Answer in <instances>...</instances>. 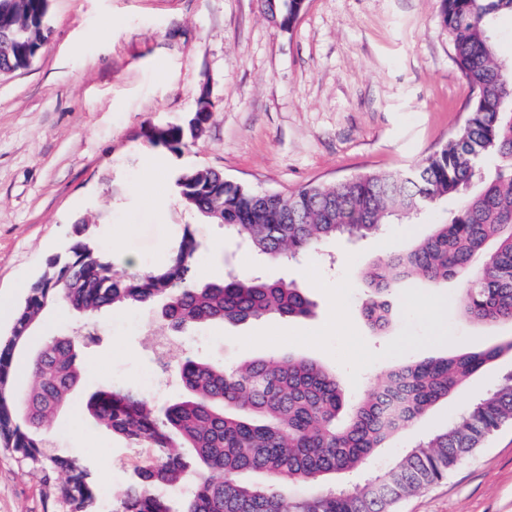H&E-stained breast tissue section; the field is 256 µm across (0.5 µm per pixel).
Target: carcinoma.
I'll list each match as a JSON object with an SVG mask.
<instances>
[{"mask_svg": "<svg viewBox=\"0 0 512 512\" xmlns=\"http://www.w3.org/2000/svg\"><path fill=\"white\" fill-rule=\"evenodd\" d=\"M46 7L47 0H0V34L8 37L0 43V70L28 66V55L48 37ZM264 8L290 26L298 16L296 0H264ZM504 11L512 13V0H442V20L473 103L446 146L414 170L265 195L225 181L219 171L195 168L176 179L178 195L206 223L224 226L259 256L281 262L338 236L376 235L391 219L409 220L419 208L456 198L448 222L435 225L415 247L368 267L364 317L372 331L386 330L396 314L391 291L419 274L434 285L458 281L456 309L465 319L512 325V60L498 56L490 35ZM202 133L190 121L152 128L147 137L179 155ZM489 156L499 160L492 171L485 167ZM216 194L224 197L220 216L211 214ZM203 250L186 228L165 263L116 272L100 247L77 239L31 285L10 335L0 339V447L80 512H99L100 486L81 458L49 451L50 432L72 401L83 348L95 337L62 335L46 342L32 356V386L23 395L15 391L16 353L55 302L80 315L156 309L166 330L311 313L307 295L285 280L229 272L198 283L195 264ZM506 352L512 353V341L401 364L352 404L336 375L311 360L256 359L227 369L187 357L176 370L185 398L157 407L130 388H106L90 394L84 409L98 426L152 450L120 493L115 512H396L400 500L446 478L512 423V373L383 476L352 490L333 485V476L359 472L387 439ZM76 468L83 481L75 500L70 485L59 490L54 481ZM182 489L176 499L166 494Z\"/></svg>", "mask_w": 512, "mask_h": 512, "instance_id": "1", "label": "carcinoma"}]
</instances>
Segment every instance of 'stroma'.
<instances>
[{
    "instance_id": "stroma-1",
    "label": "stroma",
    "mask_w": 512,
    "mask_h": 512,
    "mask_svg": "<svg viewBox=\"0 0 512 512\" xmlns=\"http://www.w3.org/2000/svg\"><path fill=\"white\" fill-rule=\"evenodd\" d=\"M441 0H307L290 31H280L259 0H48L49 39L24 70L0 76V336L48 261L75 227L113 264L143 269L165 260L184 227L205 244L195 277L259 269L295 281L314 303L305 318L268 316L199 325L173 337L159 360L153 312L116 309L91 319L56 305L34 331L30 350L81 327L96 337L84 377L57 418L55 449L81 457L99 484L120 493L148 457L85 420L81 404L109 386L140 389L153 371L155 403L182 397L174 373L185 356L231 368L256 358H305L331 370L348 401L381 384L401 363L484 348L512 339V326H481L458 316L459 284L418 276L402 281L397 318L369 329L363 272L412 247L456 206L448 199L413 222L376 236L339 238L297 264L258 262L179 198L175 181L211 168L248 188L287 195L359 174L405 170L441 150L470 110ZM212 116L181 155L150 143L153 126L188 121L201 93ZM445 303L440 318L427 301ZM512 372V357L483 368L448 400L386 441L370 471L385 474L418 440ZM398 512H512V425L462 459L447 479L399 503ZM0 512H62L15 457L0 448Z\"/></svg>"
}]
</instances>
